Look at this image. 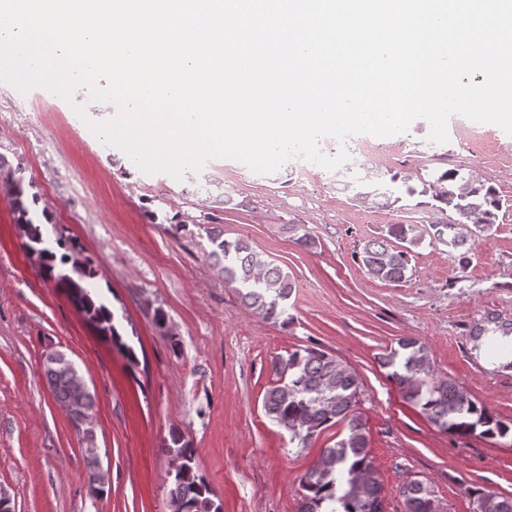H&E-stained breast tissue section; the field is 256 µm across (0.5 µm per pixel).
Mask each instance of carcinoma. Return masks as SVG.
<instances>
[{
  "mask_svg": "<svg viewBox=\"0 0 512 512\" xmlns=\"http://www.w3.org/2000/svg\"><path fill=\"white\" fill-rule=\"evenodd\" d=\"M11 205L23 248L37 252L47 274L85 315L97 331L111 339L127 358L135 363L133 349L122 340L110 308L93 291L95 277L88 258H81L66 244L57 242V251L45 246L44 230L38 220L39 196L29 191L33 182H25L22 169H8ZM345 191L353 201L391 207L401 201L397 176L380 175L352 183ZM424 193L431 194V208L446 216L423 229L414 224H393L388 235L368 242L362 265L368 274L389 282L406 279L412 248L425 238L446 247L465 246L472 228L496 223L503 200L491 185L473 175L444 171L429 175ZM282 230L299 245L312 247L315 239L303 224H285ZM212 245L209 256L224 275V283L234 286L241 302L253 312L279 319L288 314L293 284L288 275L254 250L241 238L227 239L216 227L206 229ZM388 378L395 382L403 398L441 431L453 435L481 438L505 436L512 426L495 418L448 379L434 376L424 344L412 338H400L396 346L378 356ZM275 385L263 398L265 414L288 433L289 441L307 448L325 430L340 423L344 433L336 442L321 449L315 465L303 476L298 512H386L383 486L376 476L368 433L357 412L361 384L355 371L335 355L317 347H300L274 361ZM77 370L64 354L47 352L44 374L53 397L78 420L91 413L94 398L88 388L74 381ZM86 448L84 463L90 486L98 490L101 472L99 448L94 433L83 434ZM170 453L178 461L170 477V512H221L211 498L212 490L199 469L197 449L174 431L170 435ZM400 496L404 512H442L434 492L422 480L405 483ZM474 512H512V497L481 490L474 496Z\"/></svg>",
  "mask_w": 512,
  "mask_h": 512,
  "instance_id": "carcinoma-1",
  "label": "carcinoma"
}]
</instances>
